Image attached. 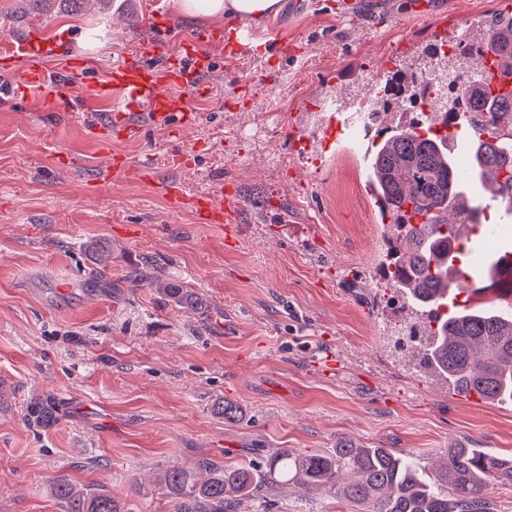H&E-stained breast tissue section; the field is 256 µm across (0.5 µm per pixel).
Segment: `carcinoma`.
Returning a JSON list of instances; mask_svg holds the SVG:
<instances>
[{
    "instance_id": "cac0c4a2",
    "label": "carcinoma",
    "mask_w": 512,
    "mask_h": 512,
    "mask_svg": "<svg viewBox=\"0 0 512 512\" xmlns=\"http://www.w3.org/2000/svg\"><path fill=\"white\" fill-rule=\"evenodd\" d=\"M487 32L488 39L470 51L512 69V13L490 14ZM460 45L434 44L427 58L454 63L457 55L445 50ZM450 108L473 134L465 174L458 171L450 135L433 131L455 119H414L391 128L376 145L371 188L393 225L384 258L386 280L416 312L425 369L460 396L475 393L498 404L512 401V314L494 303L464 304L446 315L438 308L466 291L465 271L455 264L466 251L460 228L499 230L487 223L483 204L464 194V176L493 193L499 208L512 209V90H493L488 76L467 83L461 96L450 98ZM149 284L182 310L202 309L203 299L188 288L160 276ZM266 483L339 493L365 506L363 512H495L493 489L512 487V461L478 448H450L447 460L428 470L389 448H359L345 440L331 453L279 449L262 467L208 461L171 467L156 481L161 495L175 501L176 512H235ZM52 495L65 504V512H129L116 496L78 488L65 478L55 480Z\"/></svg>"
}]
</instances>
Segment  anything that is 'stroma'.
<instances>
[{
  "label": "stroma",
  "mask_w": 512,
  "mask_h": 512,
  "mask_svg": "<svg viewBox=\"0 0 512 512\" xmlns=\"http://www.w3.org/2000/svg\"><path fill=\"white\" fill-rule=\"evenodd\" d=\"M0 0V40L29 26L69 38L100 66L148 58L223 27L207 97L182 140L144 123L113 151L158 167L189 193L233 188L242 221L229 249L217 228L171 210L155 184L124 177L94 191L104 156L93 113L12 95L0 71V512H64L52 478L111 491L136 512H175L156 472L205 459L237 466L279 448L335 449L342 439L419 456L463 444L512 457V404L449 394L395 356L389 330L409 322L380 282L386 244L368 183L371 148L349 133L329 151H293L283 132L320 137L322 93L336 73L383 72L403 41L430 44L418 0H306L263 24L192 21L160 0ZM158 275L198 293L200 312L130 278ZM341 362L324 378L326 354ZM236 406L227 420L220 402ZM236 512H358L324 493L269 484Z\"/></svg>",
  "instance_id": "35a3bbf8"
}]
</instances>
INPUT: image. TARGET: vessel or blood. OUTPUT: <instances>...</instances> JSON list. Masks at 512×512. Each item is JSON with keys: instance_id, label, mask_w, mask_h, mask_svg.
<instances>
[{"instance_id": "b4317fda", "label": "vessel or blood", "mask_w": 512, "mask_h": 512, "mask_svg": "<svg viewBox=\"0 0 512 512\" xmlns=\"http://www.w3.org/2000/svg\"><path fill=\"white\" fill-rule=\"evenodd\" d=\"M216 35L213 29L199 32L176 49L167 39H155L150 61L135 55L121 56L106 68L102 78L84 91L76 80L86 73L91 59L74 58L71 45L48 30L33 28L18 38L1 41L0 56L18 64L12 74L18 94L33 93L68 109L85 110L92 106L102 109L103 115L93 132L106 146L114 139L137 138L141 133L138 118L142 115L152 123L168 127L176 137L196 124L197 114L180 92L188 89L198 96L208 94L206 77L212 61L200 46L215 41ZM51 59L62 61V73L50 75L46 63ZM345 134L335 115H328L316 144L322 150H329ZM155 170L152 162L134 166L125 155L112 153L106 165L98 170L95 183L105 187L118 174L151 182L155 180ZM159 189L172 209L190 207L196 223L220 228L226 244H235L239 225L237 205L212 194L186 195L181 182L175 179L159 183Z\"/></svg>"}]
</instances>
